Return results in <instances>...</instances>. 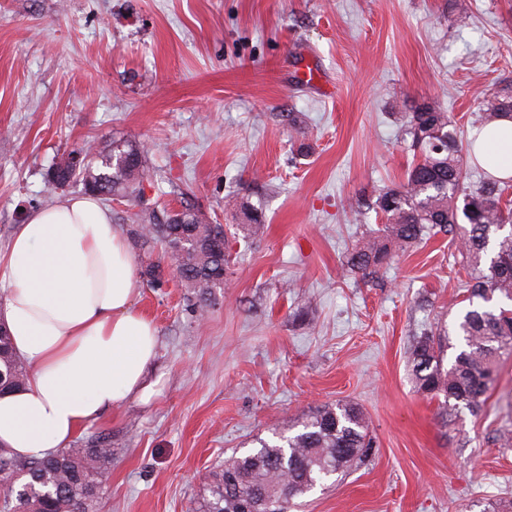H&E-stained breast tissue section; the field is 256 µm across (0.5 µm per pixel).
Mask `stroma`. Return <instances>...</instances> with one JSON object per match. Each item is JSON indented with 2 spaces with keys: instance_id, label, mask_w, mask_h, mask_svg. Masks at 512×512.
<instances>
[{
  "instance_id": "obj_1",
  "label": "stroma",
  "mask_w": 512,
  "mask_h": 512,
  "mask_svg": "<svg viewBox=\"0 0 512 512\" xmlns=\"http://www.w3.org/2000/svg\"><path fill=\"white\" fill-rule=\"evenodd\" d=\"M0 0V248L37 207L84 188L48 186L85 140L143 144L145 202L188 198L226 230L234 258L218 305L195 320L183 288L137 278L158 350L149 399L81 428L112 437L93 512H191L212 471L309 411L356 402L374 446L290 512H486L512 498V359L481 416L443 422L407 367L423 332L453 328L459 270L447 237L399 253L363 283L348 250L377 224L353 199L403 181L414 159L406 98H439L456 128L490 82L512 84V0ZM318 69L332 92L296 76ZM312 147L299 155L288 114ZM262 212L265 233L239 227Z\"/></svg>"
}]
</instances>
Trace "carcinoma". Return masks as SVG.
Instances as JSON below:
<instances>
[{
	"label": "carcinoma",
	"instance_id": "carcinoma-1",
	"mask_svg": "<svg viewBox=\"0 0 512 512\" xmlns=\"http://www.w3.org/2000/svg\"><path fill=\"white\" fill-rule=\"evenodd\" d=\"M512 117V87L484 96L471 121L474 135L462 141L442 105L423 100L403 115L405 135L419 160L403 182L378 192L375 200H356L355 215L373 209L381 224L369 230L347 256V273L373 281L395 254L419 244L429 234L449 236L465 272L460 294L467 303L457 322L463 343L444 364L440 335L426 333L413 345L408 365L417 392L440 400L441 418L459 408L479 415L493 387L499 363L512 357V206L502 203L512 188L487 172L468 183L463 149L474 148L478 136L497 118ZM61 157L53 167L51 186L79 181L105 200L135 202L127 235L143 253L142 274L148 286L166 280L164 258L176 264L177 278L195 316L204 318L224 287L231 258L224 251V225L213 224L193 207L180 210L142 201L144 183L153 178L145 150L132 141L100 148L92 140ZM250 235L262 233L264 222L250 207L240 206ZM26 365L15 356L11 337L0 330V391L20 386ZM291 435L260 442V448L232 456L215 472L193 512H245L251 502L271 501L272 512H288L294 500L341 475L369 455L372 448L367 414L356 403L324 406L309 412ZM112 437L87 448H66L42 459L18 458L0 449V495L9 512H90L95 489L108 484Z\"/></svg>",
	"mask_w": 512,
	"mask_h": 512
}]
</instances>
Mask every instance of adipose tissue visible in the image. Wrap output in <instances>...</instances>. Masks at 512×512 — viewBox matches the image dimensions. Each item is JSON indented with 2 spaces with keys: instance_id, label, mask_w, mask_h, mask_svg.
<instances>
[{
  "instance_id": "1",
  "label": "adipose tissue",
  "mask_w": 512,
  "mask_h": 512,
  "mask_svg": "<svg viewBox=\"0 0 512 512\" xmlns=\"http://www.w3.org/2000/svg\"><path fill=\"white\" fill-rule=\"evenodd\" d=\"M497 177H512V119L474 146ZM136 259L96 196L32 210L0 250V325L28 366L25 384L0 393V447L41 457L132 394L148 396L157 355L152 322L135 307Z\"/></svg>"
}]
</instances>
